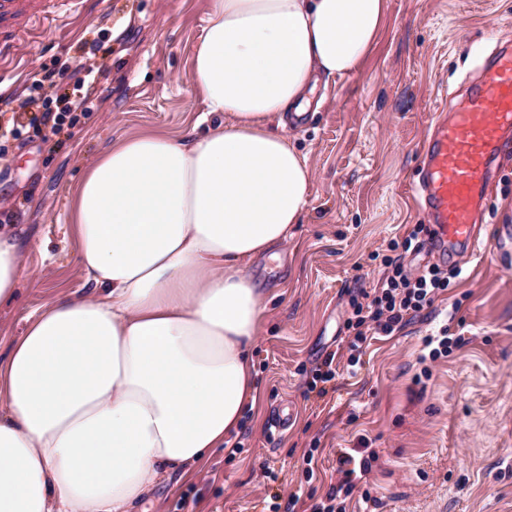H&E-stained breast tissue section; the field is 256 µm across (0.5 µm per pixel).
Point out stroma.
Listing matches in <instances>:
<instances>
[{
    "instance_id": "1",
    "label": "stroma",
    "mask_w": 512,
    "mask_h": 512,
    "mask_svg": "<svg viewBox=\"0 0 512 512\" xmlns=\"http://www.w3.org/2000/svg\"><path fill=\"white\" fill-rule=\"evenodd\" d=\"M208 12L209 0H52L48 19L0 63V95L20 101L35 67L54 58L98 71L103 86L61 134L0 138V225L28 230L27 274L0 307L1 351L32 310L82 284L68 216L87 166L120 137L181 135L203 112L190 72ZM106 24L128 37L80 57L78 40ZM505 42L512 0H389L363 71L318 87L319 104L288 124L313 171L311 204L279 260L249 268L270 301L241 448L217 449L189 480H162L134 512H314L341 480L339 454L363 442L376 456L371 499L352 494L346 512H512V249L498 243L500 225H512V153L485 200L477 251L441 256L428 246L407 258L414 268L447 265L449 290L396 336L371 340L361 369L340 367L325 397L309 389L348 334L353 298L377 287L379 253L425 221L414 185L438 109L459 107L466 82ZM444 325L463 344L415 385L422 339ZM276 409L290 415L278 434Z\"/></svg>"
}]
</instances>
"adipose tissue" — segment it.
<instances>
[{"instance_id": "ef3b65f1", "label": "adipose tissue", "mask_w": 512, "mask_h": 512, "mask_svg": "<svg viewBox=\"0 0 512 512\" xmlns=\"http://www.w3.org/2000/svg\"><path fill=\"white\" fill-rule=\"evenodd\" d=\"M387 10L210 0L190 83L217 123L121 138L91 163L69 212L83 292L33 311L0 359V512H133L238 435L267 311L249 267L312 196L285 115L361 71ZM25 236L0 225V305Z\"/></svg>"}]
</instances>
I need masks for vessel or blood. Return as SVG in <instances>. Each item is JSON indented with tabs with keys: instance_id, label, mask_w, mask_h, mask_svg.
I'll return each instance as SVG.
<instances>
[{
	"instance_id": "vessel-or-blood-1",
	"label": "vessel or blood",
	"mask_w": 512,
	"mask_h": 512,
	"mask_svg": "<svg viewBox=\"0 0 512 512\" xmlns=\"http://www.w3.org/2000/svg\"><path fill=\"white\" fill-rule=\"evenodd\" d=\"M47 0H0V59L13 41L46 13ZM512 147V49H496L482 78L471 81L464 104L439 116L422 153L415 195L439 252L475 246V213L492 188L495 159Z\"/></svg>"
}]
</instances>
